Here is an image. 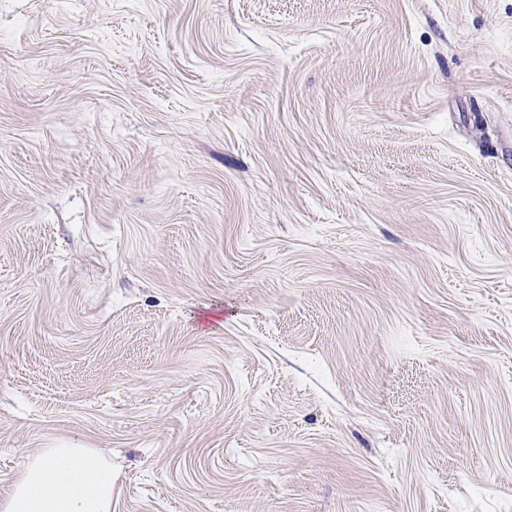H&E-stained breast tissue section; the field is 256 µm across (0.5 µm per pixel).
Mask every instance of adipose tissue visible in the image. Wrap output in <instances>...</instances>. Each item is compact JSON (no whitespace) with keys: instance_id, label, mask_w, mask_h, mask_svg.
<instances>
[{"instance_id":"adipose-tissue-1","label":"adipose tissue","mask_w":512,"mask_h":512,"mask_svg":"<svg viewBox=\"0 0 512 512\" xmlns=\"http://www.w3.org/2000/svg\"><path fill=\"white\" fill-rule=\"evenodd\" d=\"M0 512H112V469L91 448H47L26 464Z\"/></svg>"}]
</instances>
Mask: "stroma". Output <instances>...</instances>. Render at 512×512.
Listing matches in <instances>:
<instances>
[{
  "label": "stroma",
  "instance_id": "35a3bbf8",
  "mask_svg": "<svg viewBox=\"0 0 512 512\" xmlns=\"http://www.w3.org/2000/svg\"><path fill=\"white\" fill-rule=\"evenodd\" d=\"M512 512V0H0V498ZM2 512H112V468L92 448H46L26 464Z\"/></svg>",
  "mask_w": 512,
  "mask_h": 512
}]
</instances>
